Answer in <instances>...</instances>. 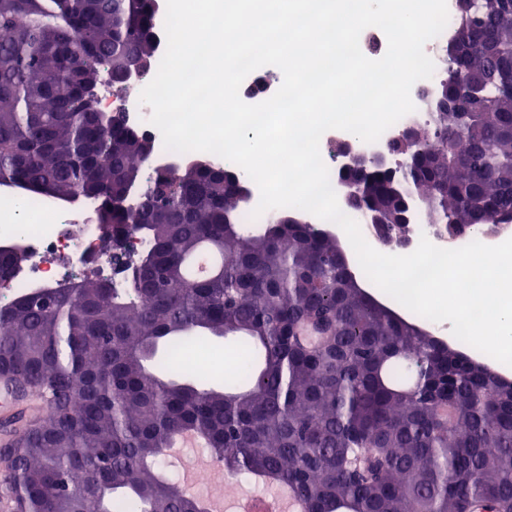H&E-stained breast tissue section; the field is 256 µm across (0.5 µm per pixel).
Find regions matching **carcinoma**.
<instances>
[{"label":"carcinoma","instance_id":"1","mask_svg":"<svg viewBox=\"0 0 512 512\" xmlns=\"http://www.w3.org/2000/svg\"><path fill=\"white\" fill-rule=\"evenodd\" d=\"M153 0H0V184L94 200L124 287L63 283L0 307V372L45 397L0 488L18 512H203L160 467L181 431L233 474H270L308 512H512V382L380 304L306 223L246 235L224 169L203 160L142 185L121 112L96 105L100 70L154 53ZM434 101L401 173H376L448 232L512 224V0L457 17ZM147 247L131 259L123 237ZM211 244L224 274L187 267ZM27 262L0 252V281ZM202 330L238 337L243 387L184 365L150 370Z\"/></svg>","mask_w":512,"mask_h":512}]
</instances>
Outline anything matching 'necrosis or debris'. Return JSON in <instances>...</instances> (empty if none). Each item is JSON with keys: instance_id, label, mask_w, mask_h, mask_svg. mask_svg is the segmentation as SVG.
<instances>
[{"instance_id": "1", "label": "necrosis or debris", "mask_w": 512, "mask_h": 512, "mask_svg": "<svg viewBox=\"0 0 512 512\" xmlns=\"http://www.w3.org/2000/svg\"><path fill=\"white\" fill-rule=\"evenodd\" d=\"M150 81V76H138L122 94L104 92L100 106L104 109L112 107L123 110L132 129L149 135L157 143L158 149L151 161L152 168H171L185 161L186 156L163 147L161 132L149 121L150 107L139 102L142 89ZM10 199V194L0 195V238L22 239L30 259L27 265L13 274L8 285L0 290V298L7 300L38 286H52L66 277L84 275L93 269L86 263L85 256L101 244L102 231L97 219V203L85 200L72 206L53 200H39L35 202L34 209L42 214L41 223L20 225L9 206ZM406 233L415 243L425 237L438 247L455 249L475 240L487 245L500 244L512 238V225H499L490 234L484 232L476 235L463 231L451 238L441 232L437 225L426 223L423 216L416 212L406 227Z\"/></svg>"}]
</instances>
